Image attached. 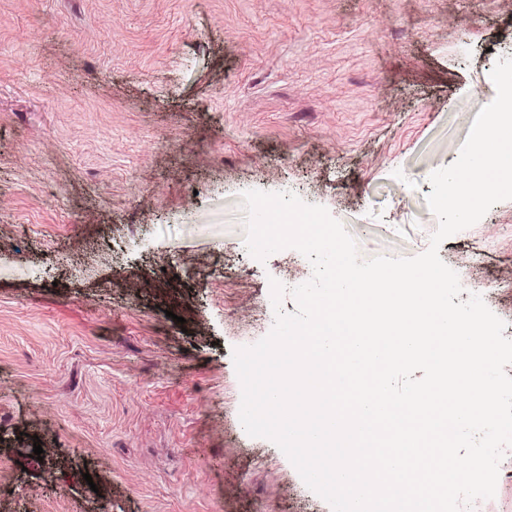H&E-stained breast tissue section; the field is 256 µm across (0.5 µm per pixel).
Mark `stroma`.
Returning <instances> with one entry per match:
<instances>
[{
	"label": "stroma",
	"instance_id": "35a3bbf8",
	"mask_svg": "<svg viewBox=\"0 0 512 512\" xmlns=\"http://www.w3.org/2000/svg\"><path fill=\"white\" fill-rule=\"evenodd\" d=\"M505 57L512 0H0V512H332L239 420L313 273L241 195L423 253ZM439 255L512 335V200Z\"/></svg>",
	"mask_w": 512,
	"mask_h": 512
}]
</instances>
